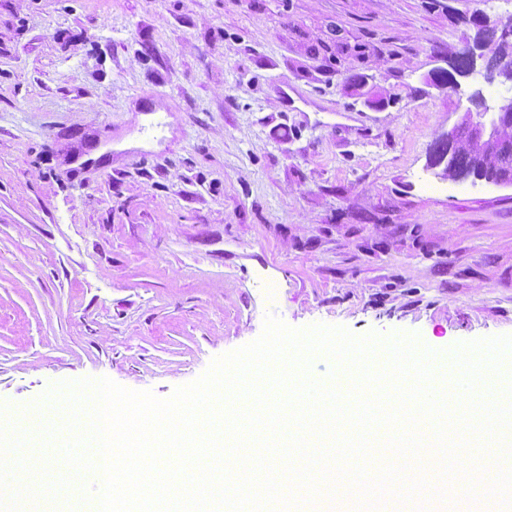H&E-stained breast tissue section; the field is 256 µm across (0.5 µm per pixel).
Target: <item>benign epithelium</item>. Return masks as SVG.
Masks as SVG:
<instances>
[{"mask_svg": "<svg viewBox=\"0 0 512 512\" xmlns=\"http://www.w3.org/2000/svg\"><path fill=\"white\" fill-rule=\"evenodd\" d=\"M477 38L473 47L469 48L471 71H476L477 61H482L483 77L489 83L498 82L501 85L512 86V70L503 67L495 58L486 53L487 40L512 45V18L491 17L485 13L475 20ZM472 104L479 106L478 112H467L462 120L444 134L439 142L449 147L463 134L472 137L476 150L470 154L471 173L460 171L449 162L450 152H445L434 161V165L442 167V173L447 179L454 181L473 178L499 184L512 185V135H504V131H512V102L497 108L487 105L482 92L474 91L470 95ZM489 149L495 152L499 166L491 176H483L482 151Z\"/></svg>", "mask_w": 512, "mask_h": 512, "instance_id": "obj_1", "label": "benign epithelium"}]
</instances>
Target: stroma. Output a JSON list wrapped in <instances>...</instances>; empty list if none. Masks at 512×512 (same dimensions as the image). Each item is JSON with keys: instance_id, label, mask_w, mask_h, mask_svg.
Masks as SVG:
<instances>
[{"instance_id": "stroma-1", "label": "stroma", "mask_w": 512, "mask_h": 512, "mask_svg": "<svg viewBox=\"0 0 512 512\" xmlns=\"http://www.w3.org/2000/svg\"><path fill=\"white\" fill-rule=\"evenodd\" d=\"M478 9L512 0H0V420L170 397L269 314L512 336V186L430 163L474 89L512 98L431 79Z\"/></svg>"}]
</instances>
